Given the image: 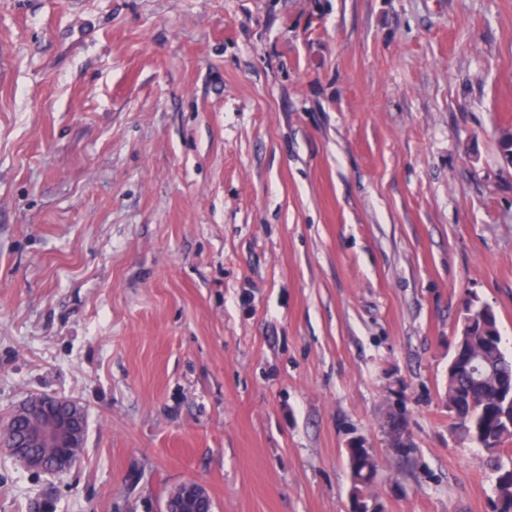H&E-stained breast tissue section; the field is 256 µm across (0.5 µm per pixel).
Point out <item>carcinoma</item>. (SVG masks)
Instances as JSON below:
<instances>
[{"label": "carcinoma", "mask_w": 512, "mask_h": 512, "mask_svg": "<svg viewBox=\"0 0 512 512\" xmlns=\"http://www.w3.org/2000/svg\"><path fill=\"white\" fill-rule=\"evenodd\" d=\"M461 327L465 338L448 362V412L464 438L494 454L512 440V362L502 348L496 316L486 306H466ZM33 422L12 413L0 427L8 444ZM348 465L355 482H374L377 465L361 448L348 449ZM492 506L495 512H512V457L495 465Z\"/></svg>", "instance_id": "obj_1"}]
</instances>
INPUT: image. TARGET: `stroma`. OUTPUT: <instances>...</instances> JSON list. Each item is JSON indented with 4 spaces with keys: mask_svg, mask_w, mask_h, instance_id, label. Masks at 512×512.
Here are the masks:
<instances>
[{
    "mask_svg": "<svg viewBox=\"0 0 512 512\" xmlns=\"http://www.w3.org/2000/svg\"><path fill=\"white\" fill-rule=\"evenodd\" d=\"M506 131L512 0H0V419L87 415L0 512H348L356 440L383 512H490L448 360L472 300L512 354ZM348 465L355 483L371 486L377 473V465L372 453L362 448H348ZM196 502H210L211 498L207 492L206 487L195 481L187 482L180 485L175 492L171 495L170 499L165 503V508L162 510L163 512H189V511H179V509L175 506L174 502L171 501L173 499L182 500L185 503L193 500Z\"/></svg>",
    "mask_w": 512,
    "mask_h": 512,
    "instance_id": "obj_1",
    "label": "stroma"
}]
</instances>
